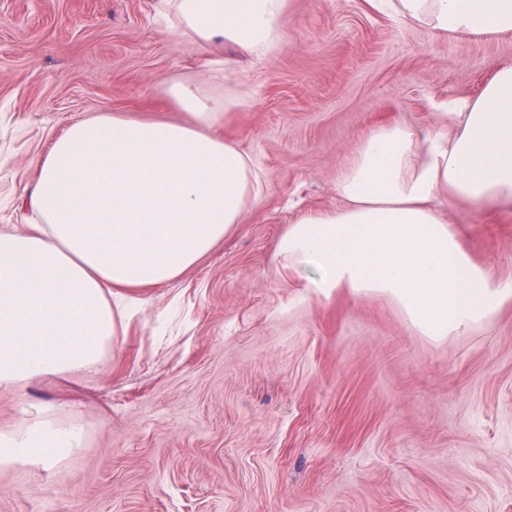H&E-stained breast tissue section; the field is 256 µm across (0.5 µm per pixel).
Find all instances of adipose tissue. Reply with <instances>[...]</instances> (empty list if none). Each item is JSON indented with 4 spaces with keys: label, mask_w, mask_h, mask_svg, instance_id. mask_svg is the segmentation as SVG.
Listing matches in <instances>:
<instances>
[{
    "label": "adipose tissue",
    "mask_w": 512,
    "mask_h": 512,
    "mask_svg": "<svg viewBox=\"0 0 512 512\" xmlns=\"http://www.w3.org/2000/svg\"><path fill=\"white\" fill-rule=\"evenodd\" d=\"M171 27L211 50L228 44L255 60L279 50L290 0H163ZM396 15L442 35L512 34V0H391ZM184 115L168 122L97 114L71 125L35 161L25 201L32 222L0 233V387L96 364L133 293L177 280L243 223L263 198L254 159L224 136L250 103L204 83L168 81ZM451 133L416 137L377 128L337 180L343 207L289 224L277 254L309 293L382 295L423 335L443 338L488 322L512 302V280L475 263L438 204L512 201V66L444 114ZM82 426L49 412L0 433V466L52 468L81 447Z\"/></svg>",
    "instance_id": "1"
}]
</instances>
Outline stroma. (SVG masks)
I'll list each match as a JSON object with an SVG mask.
<instances>
[{
    "instance_id": "obj_1",
    "label": "stroma",
    "mask_w": 512,
    "mask_h": 512,
    "mask_svg": "<svg viewBox=\"0 0 512 512\" xmlns=\"http://www.w3.org/2000/svg\"><path fill=\"white\" fill-rule=\"evenodd\" d=\"M512 65V35H440L367 0H291L285 40L202 65L160 0H0V232L23 231L32 160L97 113L180 119L164 83L247 90L224 123L263 201L182 278L138 294L98 364L0 388V431L50 410L85 431L45 469H0V512H512V303L422 335L382 296L310 295L274 256L343 204L361 141L436 132ZM463 249L512 278V203H444Z\"/></svg>"
}]
</instances>
